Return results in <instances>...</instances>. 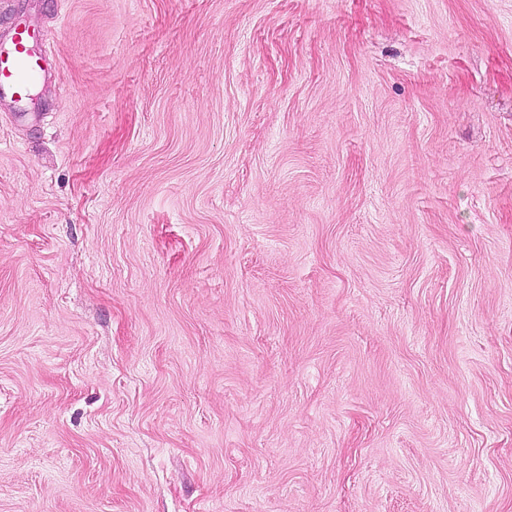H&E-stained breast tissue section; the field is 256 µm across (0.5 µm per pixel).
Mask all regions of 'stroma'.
Listing matches in <instances>:
<instances>
[{
    "instance_id": "obj_1",
    "label": "stroma",
    "mask_w": 512,
    "mask_h": 512,
    "mask_svg": "<svg viewBox=\"0 0 512 512\" xmlns=\"http://www.w3.org/2000/svg\"><path fill=\"white\" fill-rule=\"evenodd\" d=\"M0 512H512V0H10ZM29 37L27 28L15 29L6 60L0 57V96L4 94L26 96L29 85L36 75H39L41 67L24 45Z\"/></svg>"
}]
</instances>
